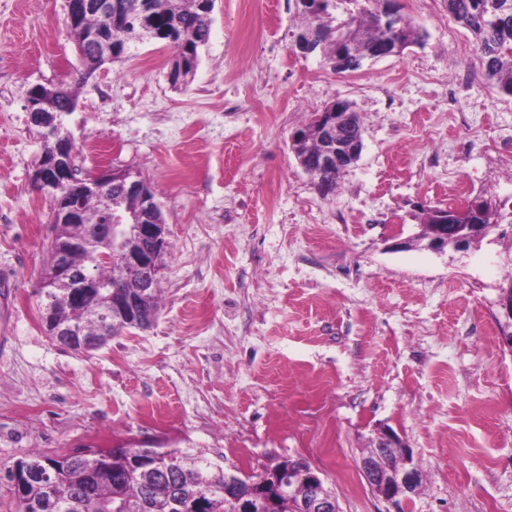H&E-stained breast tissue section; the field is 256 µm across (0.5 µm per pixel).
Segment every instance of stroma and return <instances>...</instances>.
Segmentation results:
<instances>
[{
	"mask_svg": "<svg viewBox=\"0 0 512 512\" xmlns=\"http://www.w3.org/2000/svg\"><path fill=\"white\" fill-rule=\"evenodd\" d=\"M423 40L334 72L302 54L295 0H215L190 83L146 39L83 76L67 0H0V469L30 449L202 451L252 474L321 472L341 512H386L358 469L384 429L425 473L407 512H512V349L498 245L420 241L429 210L512 203V97L486 84L448 0H396ZM80 78L63 126L80 169L140 174L161 206L159 316L77 354L43 328L53 201L27 91ZM363 150L335 194L293 132L336 100ZM102 135L106 157L84 153Z\"/></svg>",
	"mask_w": 512,
	"mask_h": 512,
	"instance_id": "35a3bbf8",
	"label": "stroma"
}]
</instances>
